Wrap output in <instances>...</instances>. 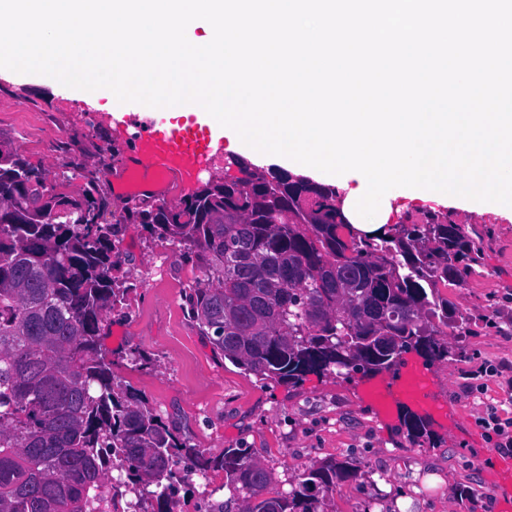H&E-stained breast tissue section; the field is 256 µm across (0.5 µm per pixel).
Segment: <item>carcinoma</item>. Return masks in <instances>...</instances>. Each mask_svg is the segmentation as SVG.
I'll use <instances>...</instances> for the list:
<instances>
[{
    "label": "carcinoma",
    "instance_id": "cac0c4a2",
    "mask_svg": "<svg viewBox=\"0 0 512 512\" xmlns=\"http://www.w3.org/2000/svg\"><path fill=\"white\" fill-rule=\"evenodd\" d=\"M241 176L212 182L172 207L134 203L125 219L195 257L207 282L185 294L213 351L264 382L308 373L376 375L409 350L451 353L470 319L441 294L473 272L479 244L441 212L407 213L368 238L345 237L336 206L300 200L238 157ZM0 148V512H101L94 491L143 492L174 512L190 472H224L242 512H322V497L358 478L347 461L311 466L287 491L247 448L207 457L179 446L145 403L115 383L101 350L112 287L114 225L96 222L103 197H69ZM408 434H428L419 415ZM158 468L165 477L155 482Z\"/></svg>",
    "mask_w": 512,
    "mask_h": 512
}]
</instances>
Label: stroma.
Wrapping results in <instances>:
<instances>
[{
    "label": "stroma",
    "mask_w": 512,
    "mask_h": 512,
    "mask_svg": "<svg viewBox=\"0 0 512 512\" xmlns=\"http://www.w3.org/2000/svg\"><path fill=\"white\" fill-rule=\"evenodd\" d=\"M146 114V105L131 102L103 110L94 94L0 68V146L17 151L58 192L101 194L110 202L106 221L118 226L119 255L112 281L124 299L108 312L101 344L116 382L131 386L177 442L209 456L250 449L273 469L278 488L312 465L352 461L361 476L329 495L327 512H502V451L480 421H512V218L449 210L481 234L476 274L446 291L471 317L472 331L449 337L454 356L430 367L447 422H431L429 436L414 440L403 419L384 420L362 400L358 374L310 373L294 387L265 384L214 353L185 306L188 288L205 279L203 269L144 225L119 221L127 199L114 190L111 172L130 152L134 119ZM69 159L81 174L63 175ZM488 365L500 374L478 375ZM223 482L220 472L206 482L189 475L177 512H208L216 500L225 512H239Z\"/></svg>",
    "instance_id": "stroma-1"
}]
</instances>
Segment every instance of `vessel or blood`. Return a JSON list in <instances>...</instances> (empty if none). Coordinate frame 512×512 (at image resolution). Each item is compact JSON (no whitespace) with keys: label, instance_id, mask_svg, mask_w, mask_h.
I'll return each instance as SVG.
<instances>
[{"label":"vessel or blood","instance_id":"b4317fda","mask_svg":"<svg viewBox=\"0 0 512 512\" xmlns=\"http://www.w3.org/2000/svg\"><path fill=\"white\" fill-rule=\"evenodd\" d=\"M186 122L172 121L167 109H153L152 115L137 126L134 149L124 162V169L133 171L139 179L186 183L197 176L202 164L208 163L213 150V131L200 123L196 104H189ZM363 399L385 418L401 409L428 416L445 415L444 405L432 394L428 373L418 363L399 358L386 373L368 378L359 385Z\"/></svg>","mask_w":512,"mask_h":512}]
</instances>
